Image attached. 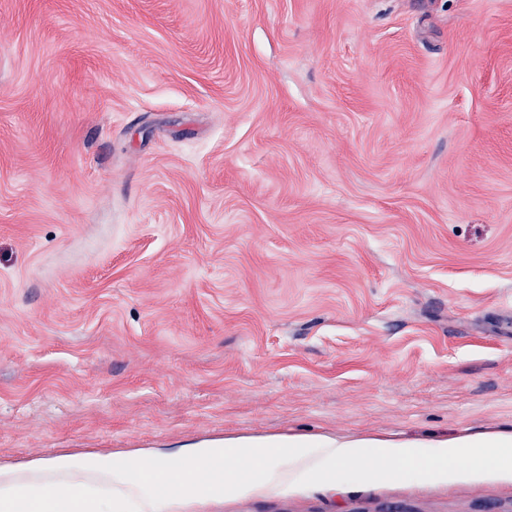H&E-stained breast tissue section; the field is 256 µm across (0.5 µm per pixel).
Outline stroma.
Wrapping results in <instances>:
<instances>
[{
  "label": "stroma",
  "instance_id": "obj_1",
  "mask_svg": "<svg viewBox=\"0 0 512 512\" xmlns=\"http://www.w3.org/2000/svg\"><path fill=\"white\" fill-rule=\"evenodd\" d=\"M512 430V0H0V463ZM177 512H512V476Z\"/></svg>",
  "mask_w": 512,
  "mask_h": 512
}]
</instances>
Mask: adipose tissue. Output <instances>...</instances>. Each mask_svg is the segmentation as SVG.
<instances>
[{"mask_svg": "<svg viewBox=\"0 0 512 512\" xmlns=\"http://www.w3.org/2000/svg\"><path fill=\"white\" fill-rule=\"evenodd\" d=\"M467 472L512 474V431L469 433L421 443L360 436L227 437L160 448L33 458L0 466V512H94L102 501L134 503L136 512H170L188 498L224 493L248 495L311 475L335 481L341 465L357 466L363 479L394 476V464L438 479L455 476L453 461Z\"/></svg>", "mask_w": 512, "mask_h": 512, "instance_id": "1", "label": "adipose tissue"}]
</instances>
